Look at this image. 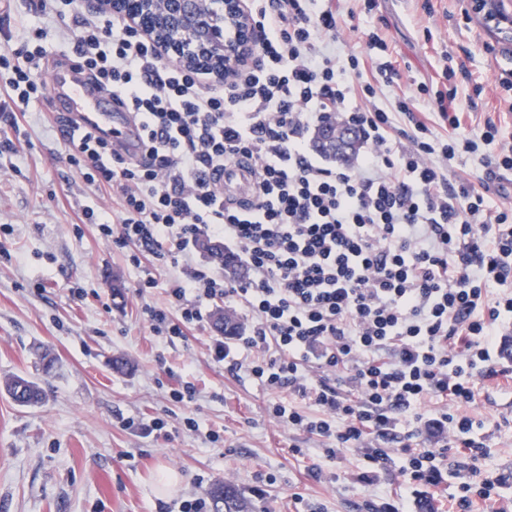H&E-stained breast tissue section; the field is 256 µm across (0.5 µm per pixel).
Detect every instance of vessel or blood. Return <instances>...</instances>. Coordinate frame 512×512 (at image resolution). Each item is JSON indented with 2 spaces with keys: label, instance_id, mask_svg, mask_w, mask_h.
I'll use <instances>...</instances> for the list:
<instances>
[{
  "label": "vessel or blood",
  "instance_id": "b4317fda",
  "mask_svg": "<svg viewBox=\"0 0 512 512\" xmlns=\"http://www.w3.org/2000/svg\"><path fill=\"white\" fill-rule=\"evenodd\" d=\"M50 85L55 109L71 112L78 127L95 130L126 156H139V132L125 105L113 101L111 95L99 91L87 77L67 67L52 72ZM252 189L253 183L246 171L235 165L228 166L224 176L225 195L247 198Z\"/></svg>",
  "mask_w": 512,
  "mask_h": 512
}]
</instances>
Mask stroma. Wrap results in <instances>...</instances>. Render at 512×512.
Wrapping results in <instances>:
<instances>
[{"label": "stroma", "instance_id": "stroma-1", "mask_svg": "<svg viewBox=\"0 0 512 512\" xmlns=\"http://www.w3.org/2000/svg\"><path fill=\"white\" fill-rule=\"evenodd\" d=\"M360 29L377 31L399 69V88L438 81L445 56L465 61L468 80L459 97L482 87L467 123L493 114L512 141V110L499 100L498 62L512 56L501 39L460 11L459 0H376ZM1 17L0 48L26 40L38 21L26 0H11ZM69 148L43 105L29 112L26 135L10 162L0 164V237L12 260L0 264V380H36L43 404L21 408L0 391V512H179L198 483L223 479L241 489L250 512H297L294 495L322 512H365L385 491H398L397 468L378 471L375 484L357 481L366 463L359 450L318 455L319 440L272 422L268 393L228 371L216 351L224 336L212 327L188 331L175 344L154 338L141 317L143 303L162 305L173 268L155 269L157 287L139 294L141 272L126 250L102 240L82 221L85 207L113 216L115 195L95 191L69 165ZM56 361L43 373V356ZM122 369H114V362ZM187 380L200 391L182 405L164 396ZM473 413L487 420V469L512 482V387L476 379ZM194 417L198 432L180 421ZM163 429L151 435L126 427L127 418ZM221 442H206L209 431ZM307 449L295 456L293 447ZM323 470L322 481L307 474ZM178 477L175 488L161 473Z\"/></svg>", "mask_w": 512, "mask_h": 512}]
</instances>
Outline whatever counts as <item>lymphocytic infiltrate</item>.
<instances>
[{
    "label": "lymphocytic infiltrate",
    "instance_id": "lymphocytic-infiltrate-1",
    "mask_svg": "<svg viewBox=\"0 0 512 512\" xmlns=\"http://www.w3.org/2000/svg\"><path fill=\"white\" fill-rule=\"evenodd\" d=\"M248 2L259 32L253 62L218 79L182 66L112 11L37 0L43 25L0 52V69L11 72L0 123L12 132L0 157L48 95L43 61L62 37L50 22L73 14L75 64L128 107L146 155L115 154L62 115L54 123L84 181L118 194L116 218L89 207L83 216L128 249L140 288L157 285L145 257L179 270L166 306L141 308L152 335L173 341L201 326L210 306L236 304L250 323L240 339L248 356L228 366L269 394L270 418L325 442L327 457L363 449L367 483L373 468L393 464L406 483L438 485L449 449H463L466 469L452 473L457 512L478 501L512 512L504 477L483 467L486 424L468 412L475 378L498 376L512 358V207L489 196L512 171V142L493 118L465 123L483 89L458 100L464 63L447 58L446 87L417 83L390 112L377 89L395 87L399 74L377 32L364 31V55L341 63L317 50L356 13L315 10L311 0ZM421 101L437 106L446 134L418 112ZM335 117L364 147L355 164L327 166L313 145ZM474 155L477 173L452 178ZM232 162L252 168L251 206L224 198L218 179ZM205 238L223 244L247 278L227 280L219 255L200 261ZM306 399L317 413L299 408ZM424 435L435 447H415Z\"/></svg>",
    "mask_w": 512,
    "mask_h": 512
}]
</instances>
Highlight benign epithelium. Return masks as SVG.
<instances>
[{
	"label": "benign epithelium",
	"mask_w": 512,
	"mask_h": 512,
	"mask_svg": "<svg viewBox=\"0 0 512 512\" xmlns=\"http://www.w3.org/2000/svg\"><path fill=\"white\" fill-rule=\"evenodd\" d=\"M471 16L503 37L512 34V0H469ZM112 10L152 41L173 50L181 64L224 69L253 53L258 31L246 0H224L219 18L204 0H112Z\"/></svg>",
	"instance_id": "obj_1"
}]
</instances>
